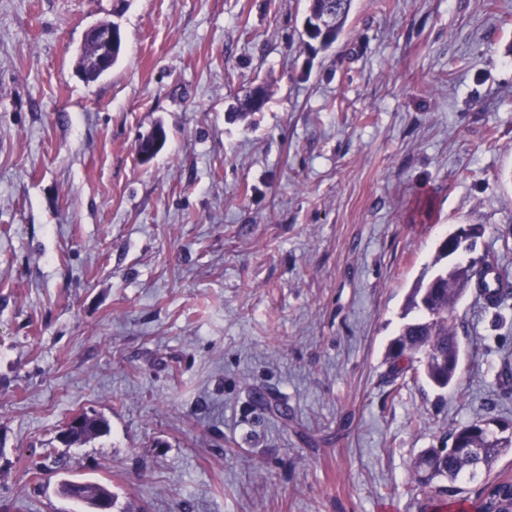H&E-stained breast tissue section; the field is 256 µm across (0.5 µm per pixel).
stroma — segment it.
<instances>
[{
	"label": "stroma",
	"mask_w": 512,
	"mask_h": 512,
	"mask_svg": "<svg viewBox=\"0 0 512 512\" xmlns=\"http://www.w3.org/2000/svg\"><path fill=\"white\" fill-rule=\"evenodd\" d=\"M0 0V501L423 512L411 465L512 420V299L467 294L458 388L395 387L406 296L461 225L512 266V0ZM124 50L85 81L87 29ZM270 97L241 117L257 85ZM167 139L141 162V135ZM275 400L257 404V394ZM108 435L66 447L75 413ZM306 19L315 25V28L307 29L308 35L313 39H320L322 46L332 45L347 22L352 0H307ZM330 12L331 17L328 20H322L325 12ZM323 21V25L319 23ZM112 30L114 33L113 41ZM87 34L99 46L112 48L110 54L112 56V65H115L122 52V36L119 26L114 23H112V26L95 24L89 27ZM58 493L69 500L73 499L74 493H80V501L90 508L94 506L96 500L105 495H112V491L107 486L89 480L79 478L62 479L58 486ZM96 512H112V499L108 497L100 498L97 502Z\"/></svg>",
	"instance_id": "1"
}]
</instances>
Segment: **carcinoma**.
I'll return each mask as SVG.
<instances>
[{"instance_id": "carcinoma-1", "label": "carcinoma", "mask_w": 512, "mask_h": 512, "mask_svg": "<svg viewBox=\"0 0 512 512\" xmlns=\"http://www.w3.org/2000/svg\"><path fill=\"white\" fill-rule=\"evenodd\" d=\"M306 19L315 25L307 30L322 46L332 45L347 22L352 0H307ZM166 131L155 126L138 143V153L148 161L163 147ZM499 307L512 297V271L501 264L493 251L470 259L464 269L457 267L448 256V238L440 240L435 260L422 273L406 302V313L413 314L392 341L389 357L394 379L406 381L422 376L432 386L446 389L459 382L461 349L455 308L468 290ZM490 417L477 418L456 426L449 434V448H427L412 465V479L429 489L433 512H512V485L495 479L485 484L471 502L452 500L453 484L463 478H475L491 468L496 459L512 452V427L504 425L498 431L484 427ZM106 419L86 417L82 430L68 440L70 445H82L107 434ZM58 493L73 499L80 494V502L90 507L102 496L112 494L107 486L89 480L68 478L60 481Z\"/></svg>"}]
</instances>
